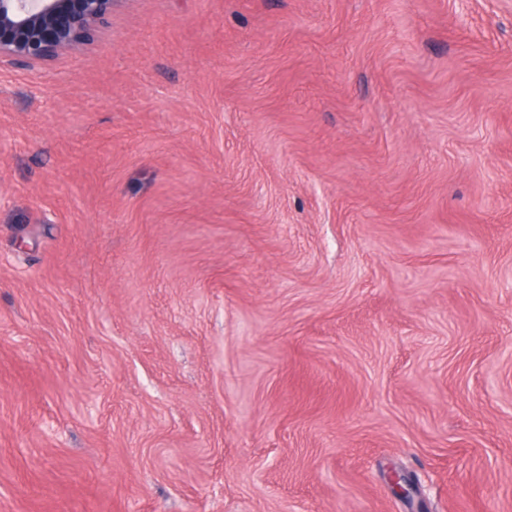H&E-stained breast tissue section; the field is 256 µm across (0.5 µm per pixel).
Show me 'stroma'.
Listing matches in <instances>:
<instances>
[{"label":"stroma","mask_w":512,"mask_h":512,"mask_svg":"<svg viewBox=\"0 0 512 512\" xmlns=\"http://www.w3.org/2000/svg\"><path fill=\"white\" fill-rule=\"evenodd\" d=\"M0 512H512V0L0 67Z\"/></svg>","instance_id":"1"}]
</instances>
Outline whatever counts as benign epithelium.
<instances>
[{
	"mask_svg": "<svg viewBox=\"0 0 512 512\" xmlns=\"http://www.w3.org/2000/svg\"><path fill=\"white\" fill-rule=\"evenodd\" d=\"M119 0H0V65L33 66L94 40Z\"/></svg>",
	"mask_w": 512,
	"mask_h": 512,
	"instance_id": "benign-epithelium-1",
	"label": "benign epithelium"
}]
</instances>
